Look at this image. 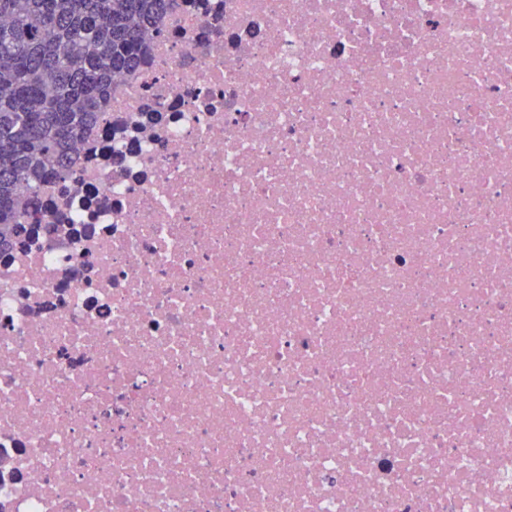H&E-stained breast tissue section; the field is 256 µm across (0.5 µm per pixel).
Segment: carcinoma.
Wrapping results in <instances>:
<instances>
[{
  "mask_svg": "<svg viewBox=\"0 0 512 512\" xmlns=\"http://www.w3.org/2000/svg\"><path fill=\"white\" fill-rule=\"evenodd\" d=\"M173 0H0V249L32 230L37 189L68 167L112 81L133 71Z\"/></svg>",
  "mask_w": 512,
  "mask_h": 512,
  "instance_id": "1",
  "label": "carcinoma"
}]
</instances>
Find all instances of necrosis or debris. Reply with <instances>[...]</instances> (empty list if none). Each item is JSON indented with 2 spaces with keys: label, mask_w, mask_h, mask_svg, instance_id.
Here are the masks:
<instances>
[{
  "label": "necrosis or debris",
  "mask_w": 512,
  "mask_h": 512,
  "mask_svg": "<svg viewBox=\"0 0 512 512\" xmlns=\"http://www.w3.org/2000/svg\"><path fill=\"white\" fill-rule=\"evenodd\" d=\"M0 254V512H512V0H176Z\"/></svg>",
  "instance_id": "obj_1"
}]
</instances>
